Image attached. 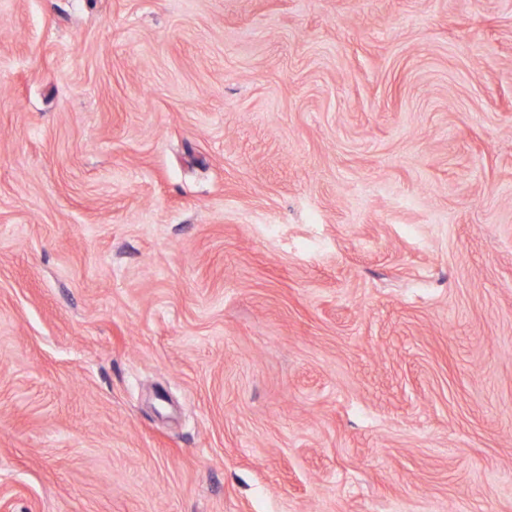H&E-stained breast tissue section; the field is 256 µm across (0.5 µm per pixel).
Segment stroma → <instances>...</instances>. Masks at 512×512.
I'll return each instance as SVG.
<instances>
[{"instance_id":"1","label":"stroma","mask_w":512,"mask_h":512,"mask_svg":"<svg viewBox=\"0 0 512 512\" xmlns=\"http://www.w3.org/2000/svg\"><path fill=\"white\" fill-rule=\"evenodd\" d=\"M0 512H512V0H0Z\"/></svg>"}]
</instances>
